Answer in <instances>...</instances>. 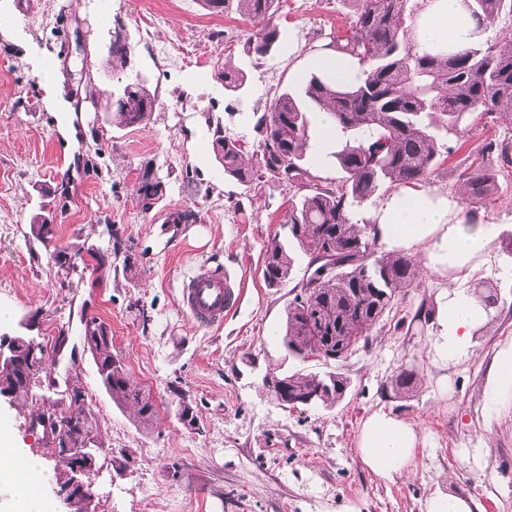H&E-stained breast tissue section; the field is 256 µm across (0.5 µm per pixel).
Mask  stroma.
<instances>
[{"mask_svg": "<svg viewBox=\"0 0 512 512\" xmlns=\"http://www.w3.org/2000/svg\"><path fill=\"white\" fill-rule=\"evenodd\" d=\"M353 0H280V31L263 60L243 46L254 31L235 7L213 15L201 0H0V335L22 319L44 345L57 336L78 342L82 320L101 318L133 377L150 388L161 420L140 428L105 392L90 354L61 355L58 378L72 376L93 409L109 447L91 476L97 512H424L437 494L475 497L484 512H512V409L489 412L485 387L495 353L512 344V171L475 217L499 227L488 262L462 287L490 282L500 296L474 353L448 365L437 354L436 321L412 323L420 306L436 309L448 277L425 271L345 360L289 355L280 335L291 287L302 280L300 257L289 283L267 287L264 259L285 240L281 219L289 192L273 183L251 191L228 178L212 150L215 127L255 145L254 112L277 93L301 92L309 61L345 30ZM135 47L132 68L113 76L108 48L115 26ZM176 44L189 58L161 59ZM231 63L246 75L240 93L218 73ZM145 79L157 96L142 125L116 127L106 101L120 83ZM95 100L78 99L80 83ZM449 135L447 153L422 182L428 193L461 200L460 173L486 141L512 142V129L466 117ZM163 180L162 197L144 207L135 182L144 164ZM198 218L173 224L171 213ZM51 218L56 242L41 243L37 217ZM114 225L138 259L130 280L121 261L98 268ZM79 254L75 272L49 258L54 246ZM221 272L242 298L221 327L200 328L181 304L187 278ZM347 376L350 386L331 409L285 410L263 391L270 369ZM419 371L410 398L393 397L401 369ZM189 403L197 427L176 411ZM383 412L410 422L419 441L408 473L391 480L361 460L364 421ZM31 407L0 396V428L42 463L55 512H68L52 479L54 461L29 427Z\"/></svg>", "mask_w": 512, "mask_h": 512, "instance_id": "35a3bbf8", "label": "stroma"}]
</instances>
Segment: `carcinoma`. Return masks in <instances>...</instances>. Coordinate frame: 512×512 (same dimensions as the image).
I'll use <instances>...</instances> for the list:
<instances>
[{
    "mask_svg": "<svg viewBox=\"0 0 512 512\" xmlns=\"http://www.w3.org/2000/svg\"><path fill=\"white\" fill-rule=\"evenodd\" d=\"M276 0H236L240 15L260 23L246 43V52L264 59L280 38L273 23ZM355 16L342 35L327 48L356 60L362 79L341 85L325 74L310 76L301 95L284 91L256 117L258 154L251 159L239 138L221 130L214 133L215 157L224 173L243 185L274 182L301 196L288 199L282 220L288 242L267 250L264 278L271 288L288 282L295 253L308 258L306 272L286 309L283 344L301 359L310 356L341 361L370 328L393 307L399 293L420 276L418 265L403 253L377 254L380 234L376 224L353 221L354 207L382 189L425 181L447 151L444 135L458 132L466 115H495L512 126V36L479 39L447 55L418 50L417 16L413 0H355ZM478 32L493 26L502 13H512V0H461ZM112 63L129 67L134 48L121 30H114L108 50ZM219 78L233 93L245 85L239 69L222 68ZM155 95L138 79L122 86L107 102L112 122L141 124L153 112ZM329 112L341 134L335 154L344 176L335 184H322L307 167L311 150V117ZM512 165L509 145L490 141L481 162L462 174L467 204H483L495 188L491 157ZM164 184L148 165L141 169L135 192L149 207L163 194ZM124 254L123 270L138 278L137 261L114 239L111 251L96 257L103 266ZM50 259L64 270H75L73 255L54 246ZM90 354L100 382L112 401L129 408L140 427L149 430L159 417L151 391L134 380L124 360L112 350V332L96 316L83 320L80 345ZM17 363L0 368V396L11 404L37 403L30 427L42 429L45 446L55 457L54 478L59 490L71 483V460L56 452L57 438L66 439L76 455H107L98 435L95 414L86 406L81 388L54 376L59 360L47 357L43 342L30 336L14 337ZM421 384L414 369H404L391 381L397 395H409ZM65 389H60V386ZM350 380L339 372H268L262 388L285 409L323 407L340 402Z\"/></svg>",
    "mask_w": 512,
    "mask_h": 512,
    "instance_id": "carcinoma-1",
    "label": "carcinoma"
}]
</instances>
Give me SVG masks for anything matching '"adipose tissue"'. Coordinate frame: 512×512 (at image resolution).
I'll list each match as a JSON object with an SVG mask.
<instances>
[{"label":"adipose tissue","mask_w":512,"mask_h":512,"mask_svg":"<svg viewBox=\"0 0 512 512\" xmlns=\"http://www.w3.org/2000/svg\"><path fill=\"white\" fill-rule=\"evenodd\" d=\"M417 25L433 46L446 52L474 40L475 23L461 0H426ZM373 216L387 251L422 252L426 266L441 274H467L485 264L499 233L495 224L471 223L448 197L405 188L386 197ZM487 319L479 296L452 287L437 310L440 357L454 364L473 354L475 332ZM486 394L492 410L512 406V345L501 348L494 357ZM417 442L411 423L376 413L362 426L358 451L373 473L390 479L410 465ZM44 494L41 462L18 448L12 435L1 428L0 512H40Z\"/></svg>","instance_id":"1"}]
</instances>
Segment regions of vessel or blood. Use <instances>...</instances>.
Returning <instances> with one entry per match:
<instances>
[{
  "label": "vessel or blood",
  "mask_w": 512,
  "mask_h": 512,
  "mask_svg": "<svg viewBox=\"0 0 512 512\" xmlns=\"http://www.w3.org/2000/svg\"><path fill=\"white\" fill-rule=\"evenodd\" d=\"M241 291L229 276L206 273L191 277L181 290L182 303L194 323L201 327L222 325L224 314L235 307Z\"/></svg>",
  "instance_id": "b4317fda"
}]
</instances>
